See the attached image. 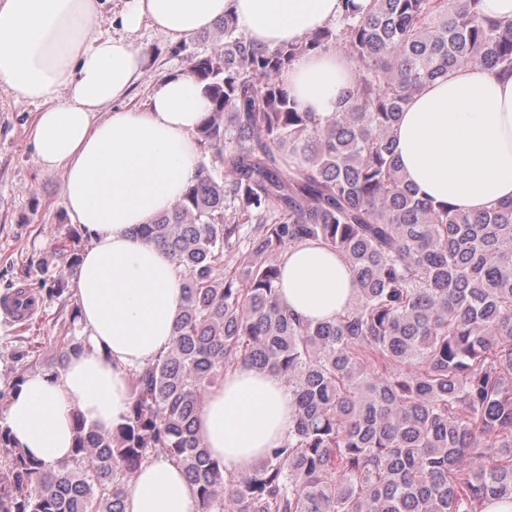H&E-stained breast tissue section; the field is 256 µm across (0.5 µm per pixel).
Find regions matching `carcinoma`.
Returning a JSON list of instances; mask_svg holds the SVG:
<instances>
[{
  "label": "carcinoma",
  "mask_w": 512,
  "mask_h": 512,
  "mask_svg": "<svg viewBox=\"0 0 512 512\" xmlns=\"http://www.w3.org/2000/svg\"><path fill=\"white\" fill-rule=\"evenodd\" d=\"M480 0H371L365 13L270 47L226 13L190 58L210 108L209 154L142 225L183 269L170 351L131 373L125 423L74 417L71 460L13 453L0 512H125L143 463L166 455L196 512H482L512 499V201L473 214L420 198L394 159L410 96L448 69L512 70V20ZM335 47L358 68L341 110L300 109L283 72ZM305 240L341 254L356 296L313 323L277 302L280 256ZM81 346L54 341L57 364ZM281 375L288 440L224 475L195 432L206 390L239 363Z\"/></svg>",
  "instance_id": "carcinoma-1"
}]
</instances>
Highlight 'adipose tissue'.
<instances>
[{
    "instance_id": "obj_1",
    "label": "adipose tissue",
    "mask_w": 512,
    "mask_h": 512,
    "mask_svg": "<svg viewBox=\"0 0 512 512\" xmlns=\"http://www.w3.org/2000/svg\"><path fill=\"white\" fill-rule=\"evenodd\" d=\"M104 0H0V89L38 105L30 140L41 169L61 175L73 223L91 242L75 279L82 347L56 373L33 372L12 393L5 425L14 445L47 465L72 457L74 415L112 429L130 404L132 369L170 349L183 305L181 267L140 233L196 178V132L209 109L188 73L159 80L145 109L120 110L141 74L131 37L150 26L172 41L225 13L251 40L295 43L334 23L344 0H127L121 35H98ZM342 53L308 54L283 74L301 109L334 115L353 85ZM395 158L418 196L479 213L512 201V73L466 67L427 84L394 126ZM278 303L310 322L353 302V274L338 253L300 242L280 259ZM293 397L280 375L249 364L227 369L195 428L225 473L249 471L287 440ZM196 487L161 455L130 483L126 512H195Z\"/></svg>"
}]
</instances>
